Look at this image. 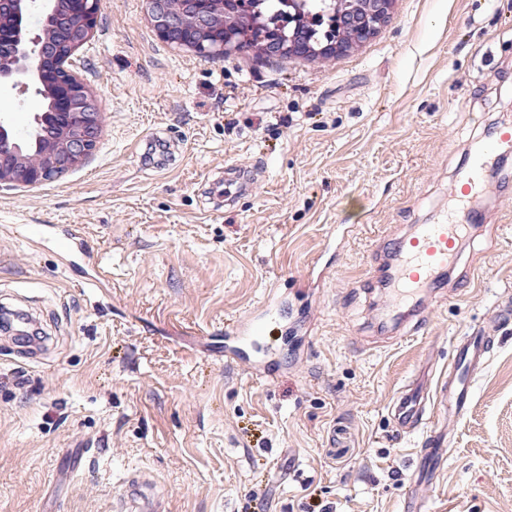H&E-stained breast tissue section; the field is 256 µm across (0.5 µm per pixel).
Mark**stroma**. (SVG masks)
<instances>
[{"label":"stroma","instance_id":"obj_1","mask_svg":"<svg viewBox=\"0 0 512 512\" xmlns=\"http://www.w3.org/2000/svg\"><path fill=\"white\" fill-rule=\"evenodd\" d=\"M72 70L102 133L81 167L0 188V309L32 316V352L0 331V512H116L146 476L157 512H512V152L472 206L482 225L426 301L393 320L374 278L391 239L448 210L492 125L512 123V0H395L368 41L323 62L209 60L157 33L147 0H100ZM170 152L151 165L157 143ZM83 228L61 269L23 225ZM472 270L471 290L459 287ZM271 381L224 360L268 287ZM486 337L465 413L396 430L394 398L453 344ZM445 441L432 486L410 461Z\"/></svg>","mask_w":512,"mask_h":512}]
</instances>
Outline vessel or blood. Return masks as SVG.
<instances>
[{
    "mask_svg": "<svg viewBox=\"0 0 512 512\" xmlns=\"http://www.w3.org/2000/svg\"><path fill=\"white\" fill-rule=\"evenodd\" d=\"M489 156L488 151L476 153L470 160L464 178L449 186L448 196L455 204L450 215L435 224H422L410 235L396 238L390 248L397 264L393 274L391 303L406 302L416 297L422 288L433 281L438 273L460 260V246L470 227L465 202L482 188L481 173ZM90 244L82 232L67 233L57 240L60 262H68L78 251H89ZM281 303L275 289H267L258 307L237 318L234 323V347L224 355L251 376L269 379L267 359L250 354L248 345L263 332L267 317L280 313ZM486 359L483 343L474 337L461 336L456 342L455 356L450 362L452 373L448 379L436 382L434 388H408L400 392L394 405L393 419L396 428L404 433L417 430L427 415H458L468 404L469 369L480 367ZM150 505L140 490L139 481L128 483V490L120 502L121 512H147Z\"/></svg>",
    "mask_w": 512,
    "mask_h": 512,
    "instance_id": "b4317fda",
    "label": "vessel or blood"
}]
</instances>
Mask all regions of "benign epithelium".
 <instances>
[{"label":"benign epithelium","mask_w":512,"mask_h":512,"mask_svg":"<svg viewBox=\"0 0 512 512\" xmlns=\"http://www.w3.org/2000/svg\"><path fill=\"white\" fill-rule=\"evenodd\" d=\"M148 0V14L160 37L200 57L222 59L251 42L265 60L313 54L329 60L366 42L391 18L393 0H340L336 12L308 23L324 29V40L280 39L275 29L259 31L224 25V0ZM97 0H0V94L32 87L50 101V111L34 112L25 132L0 116V186H36L82 166L95 150L102 112L95 96L70 70L72 56L98 24ZM35 138L40 161L28 159L27 140Z\"/></svg>","instance_id":"obj_1"}]
</instances>
